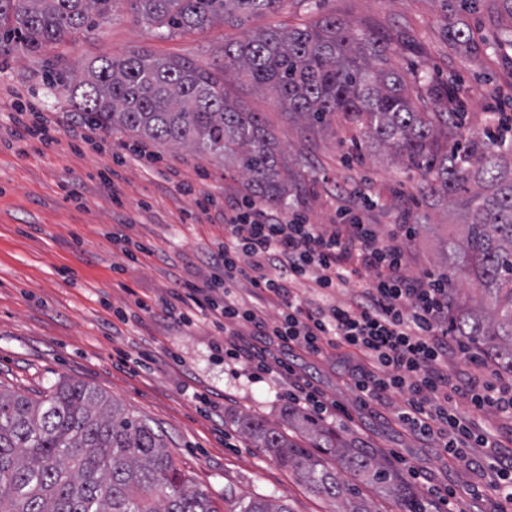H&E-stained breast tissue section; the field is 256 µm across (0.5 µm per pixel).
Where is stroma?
Segmentation results:
<instances>
[{
    "label": "stroma",
    "mask_w": 512,
    "mask_h": 512,
    "mask_svg": "<svg viewBox=\"0 0 512 512\" xmlns=\"http://www.w3.org/2000/svg\"><path fill=\"white\" fill-rule=\"evenodd\" d=\"M336 17L391 45L388 62L405 74L429 72L437 85L455 82L470 131L483 132L494 112L512 114V47L495 43L496 26L485 14L465 22L478 54L453 50L444 35L440 0H284L277 13L170 36L134 21L121 8L111 21L70 35L40 53L18 46L0 49V127L8 128L15 102L67 125L73 109L49 84L53 70L78 75L89 62L129 52L178 57L202 67L221 60L225 41L273 25L312 24ZM225 90L245 109L261 113L303 177L291 207L314 224H334L341 211L363 215L388 231L408 224V272H445L440 261L460 217L443 200L420 192L418 172L396 164L382 150L356 148L344 119L308 126L254 86L226 79ZM90 142L61 138L52 150L37 141L0 144V385L29 397L59 382L83 383L127 412L148 418L167 437L180 474L206 493L219 512L234 498L275 497L290 512H330L310 490L237 424L248 413L279 430L288 428L289 406L266 382L242 373L231 377L217 347L224 336L206 322L179 326L161 312L179 282L202 283L211 270L207 254L224 240V204L246 196L232 167L186 150L142 142L146 157L113 148L130 139L96 126ZM114 170L123 204L115 206L100 180ZM214 204L201 211L198 198ZM144 246L129 260L126 249ZM127 312L119 321L115 309ZM340 409L332 427L359 439L398 475L407 463L435 481L463 484L465 471L449 464L434 441H420L396 422L401 395L368 410L356 400L352 373L359 359L345 350L326 359L295 351L289 357Z\"/></svg>",
    "instance_id": "stroma-1"
}]
</instances>
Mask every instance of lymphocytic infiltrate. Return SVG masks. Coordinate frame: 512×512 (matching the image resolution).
<instances>
[{
	"mask_svg": "<svg viewBox=\"0 0 512 512\" xmlns=\"http://www.w3.org/2000/svg\"><path fill=\"white\" fill-rule=\"evenodd\" d=\"M7 135L37 139L47 149L59 143L56 127L23 103L15 104ZM411 233L397 224L383 236L360 219L313 224L300 214L284 217L253 201L237 202L224 213L223 244L208 255L212 275L171 289L165 311L180 326L197 316L209 320L224 335L227 363L251 370L293 408L320 417L332 415L336 404L296 371L289 353L317 357L336 347L360 353L368 365L353 384L363 405L402 395L401 425L439 440L443 453L477 478H493L512 504V438L476 418L489 412L512 421V378L488 376L449 334L448 278L409 275L403 239ZM242 281L253 304L235 295ZM349 284L348 302L327 303ZM268 304L278 306L277 317L266 315ZM453 356L469 362V370L449 374ZM456 395L467 400V410L451 408Z\"/></svg>",
	"mask_w": 512,
	"mask_h": 512,
	"instance_id": "f902f5d3",
	"label": "lymphocytic infiltrate"
}]
</instances>
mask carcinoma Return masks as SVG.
I'll return each mask as SVG.
<instances>
[{"mask_svg":"<svg viewBox=\"0 0 512 512\" xmlns=\"http://www.w3.org/2000/svg\"><path fill=\"white\" fill-rule=\"evenodd\" d=\"M119 0H0V44L29 53L65 41L106 19ZM141 21L168 34L203 31L221 21L239 26L276 10L282 0H125ZM448 44L478 51L460 16L487 10L511 23L498 36L512 44V0H443ZM390 47L376 34L324 18L277 25L224 43L223 61L206 69L181 58L144 52L53 76L85 123L130 132L159 145L189 147L223 159L245 179L249 196L273 208L289 205L301 175L259 112L230 100L226 76L266 91L298 120L328 125L336 114L419 171L422 190L463 210L465 234L450 239L448 327L481 351L489 366L512 374V145L466 131L464 110L425 112L418 102L435 92L388 66ZM481 292L459 296L458 275ZM302 438H289L243 414L241 430L291 470L336 512H372L361 487L388 497L395 512H430L423 496L359 441L343 438L310 413L296 410ZM0 512H219L175 467L162 433L95 389L62 383L36 399L0 389ZM231 512H289L270 499L240 500Z\"/></svg>","mask_w":512,"mask_h":512,"instance_id":"obj_1","label":"carcinoma"}]
</instances>
